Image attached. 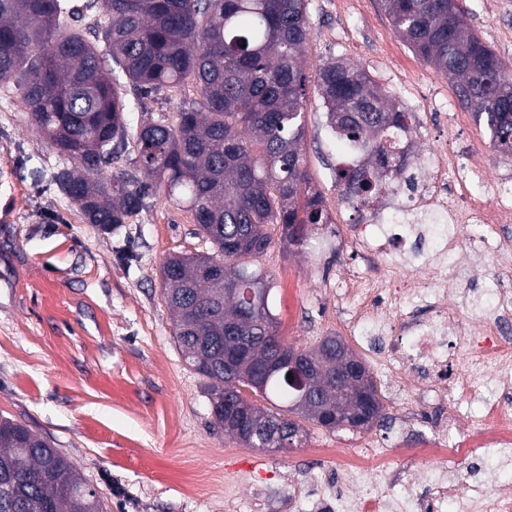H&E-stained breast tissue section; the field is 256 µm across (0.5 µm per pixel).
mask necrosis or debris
Wrapping results in <instances>:
<instances>
[{
	"instance_id": "necrosis-or-debris-1",
	"label": "necrosis or debris",
	"mask_w": 512,
	"mask_h": 512,
	"mask_svg": "<svg viewBox=\"0 0 512 512\" xmlns=\"http://www.w3.org/2000/svg\"><path fill=\"white\" fill-rule=\"evenodd\" d=\"M422 161L392 220L379 214L352 227L364 258L396 256L410 270L404 276L353 271L340 294L341 301L355 303L344 327L354 340L383 345L382 375L400 384L413 405H432L433 391L451 384L460 398L478 403V416L464 434L450 422L422 434L420 459L437 467L431 481L369 479L372 467L396 472L397 459L385 448L324 449L339 479L311 482L309 490L327 512H512V480L490 488L480 477L486 459L512 463V298L494 291L497 316L481 315L477 329L466 328L462 310L450 302V284L460 274L458 237L426 221L439 215L451 225L459 222L451 187L467 181L483 159L472 156L461 168L442 149ZM478 220L485 230L470 239L469 250L493 256L498 269L512 267V176L499 179L492 208Z\"/></svg>"
}]
</instances>
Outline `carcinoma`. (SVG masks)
Listing matches in <instances>:
<instances>
[{
  "instance_id": "cac0c4a2",
  "label": "carcinoma",
  "mask_w": 512,
  "mask_h": 512,
  "mask_svg": "<svg viewBox=\"0 0 512 512\" xmlns=\"http://www.w3.org/2000/svg\"><path fill=\"white\" fill-rule=\"evenodd\" d=\"M415 53L455 80V92L512 156V72L464 20L458 0H381ZM95 14L93 37L76 28ZM307 0H0V81L13 84L32 123L80 160L55 181L87 223L114 231L161 197L195 216L209 251L162 264L184 362L206 380L211 415L247 448L298 446L304 422L354 431L362 402L383 411L373 376L336 384L322 360L300 401L289 370L270 369L283 345L258 259L274 244L302 247L326 223L302 153L308 87L326 125L361 163L334 169L340 197L359 209L406 179L411 113L367 72L341 59L308 74ZM191 85L171 119L131 128L127 114L165 88ZM131 149L137 174H102L112 147ZM258 391L275 408L244 396ZM72 462L25 425L0 419V512H104Z\"/></svg>"
}]
</instances>
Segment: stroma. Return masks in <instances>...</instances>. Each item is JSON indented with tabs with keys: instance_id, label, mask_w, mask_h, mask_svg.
Listing matches in <instances>:
<instances>
[{
	"instance_id": "1",
	"label": "stroma",
	"mask_w": 512,
	"mask_h": 512,
	"mask_svg": "<svg viewBox=\"0 0 512 512\" xmlns=\"http://www.w3.org/2000/svg\"><path fill=\"white\" fill-rule=\"evenodd\" d=\"M466 21L512 66V0H459ZM308 71L343 59L363 68L412 114V144L466 155L485 151L468 209L493 196L506 158L455 94L454 82L418 57L380 0H308ZM329 223L312 230L318 253L275 243L260 264L271 276L278 332L305 347L334 336L336 283L357 261L341 224L372 208L342 201L333 170L341 154L316 93L302 141ZM79 162L48 147L13 86L0 84V417L47 438L106 497L110 512H301L288 487L335 478L313 449L352 443L349 432L307 424L296 448H247L212 425L204 381L172 336L160 270L203 244L195 217L163 198L118 231L87 224L55 173Z\"/></svg>"
}]
</instances>
